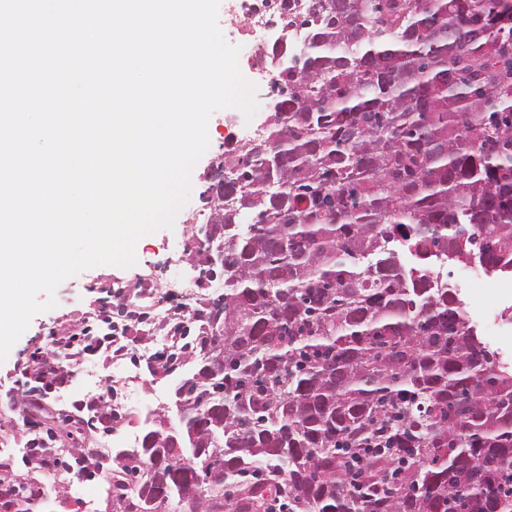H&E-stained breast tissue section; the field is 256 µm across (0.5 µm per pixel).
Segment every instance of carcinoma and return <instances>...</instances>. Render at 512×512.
Listing matches in <instances>:
<instances>
[{
    "mask_svg": "<svg viewBox=\"0 0 512 512\" xmlns=\"http://www.w3.org/2000/svg\"><path fill=\"white\" fill-rule=\"evenodd\" d=\"M266 7L305 38L209 187L224 326L203 315L198 412L117 461L119 512H236L231 483L272 476L265 512H512V371L390 248L512 274V0Z\"/></svg>",
    "mask_w": 512,
    "mask_h": 512,
    "instance_id": "1",
    "label": "carcinoma"
}]
</instances>
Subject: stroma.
I'll use <instances>...</instances> for the list:
<instances>
[{
  "label": "stroma",
  "instance_id": "stroma-1",
  "mask_svg": "<svg viewBox=\"0 0 512 512\" xmlns=\"http://www.w3.org/2000/svg\"><path fill=\"white\" fill-rule=\"evenodd\" d=\"M241 4L242 0H221L218 24L226 41L241 48L242 74L258 83L260 107L254 118L245 120L236 109L215 112L208 124L209 148L192 170L190 200L173 228L142 237L136 245L137 262L131 267L97 266L63 282L56 292V306L37 314L0 362V387L27 390L34 385L40 351L49 349L51 340L62 332L88 330L102 335L104 325L97 318L102 309L124 327L119 336L121 354L103 348L76 361L62 359V366L73 375L64 388L44 390L46 410L42 415L30 416L20 403L0 397V483L34 487L45 482L49 494L43 505L45 512H114L116 501L109 494L107 474L82 476L57 467L52 477H45L38 465L23 459L28 440L47 439L55 430L64 447L94 448L100 456L112 459L119 450L130 448L131 438L143 437L148 413L177 415V377L161 372L169 353L168 328L130 319L129 313H143L152 307L195 330L199 327L195 314L209 311L211 303L224 292L219 284L201 281L204 258L194 251L192 236L211 217L210 208L199 200L210 184L211 161L259 132L268 114L269 87L258 82L253 50L244 44ZM114 394L123 405V414L109 430L79 418L78 405Z\"/></svg>",
  "mask_w": 512,
  "mask_h": 512
}]
</instances>
